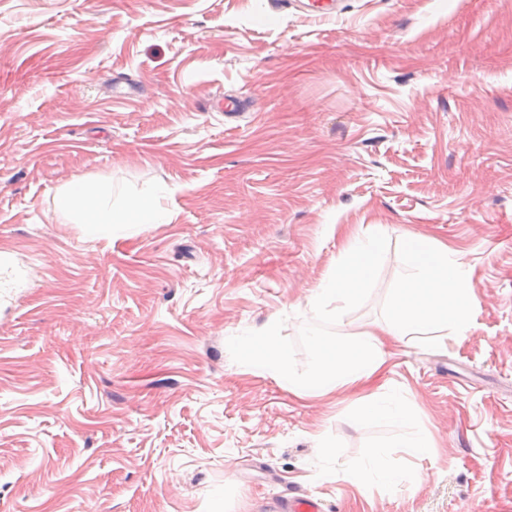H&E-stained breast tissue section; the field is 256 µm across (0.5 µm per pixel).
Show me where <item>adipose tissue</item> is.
Wrapping results in <instances>:
<instances>
[{"instance_id":"obj_1","label":"adipose tissue","mask_w":512,"mask_h":512,"mask_svg":"<svg viewBox=\"0 0 512 512\" xmlns=\"http://www.w3.org/2000/svg\"><path fill=\"white\" fill-rule=\"evenodd\" d=\"M58 207L64 214L78 215L83 234L90 238L112 237L167 221L163 211L150 206L113 207L108 196L93 193L82 179L65 186ZM379 256L376 236L350 231L335 271L320 282L309 300L314 317L324 315L330 305L344 311L359 299L375 273ZM407 260L408 271L394 290L385 322L333 336L313 334L311 376L306 383H298L279 351L273 324L239 340L237 349L243 363L296 394L324 396L374 377L385 362L383 338L404 344L413 336L426 334L431 346L443 348L445 334H461L472 325L475 298L470 272L455 251L429 238L415 240Z\"/></svg>"}]
</instances>
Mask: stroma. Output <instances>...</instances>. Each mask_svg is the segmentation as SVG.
I'll use <instances>...</instances> for the list:
<instances>
[{
    "instance_id": "1",
    "label": "stroma",
    "mask_w": 512,
    "mask_h": 512,
    "mask_svg": "<svg viewBox=\"0 0 512 512\" xmlns=\"http://www.w3.org/2000/svg\"><path fill=\"white\" fill-rule=\"evenodd\" d=\"M346 3L0 0V263L34 256L40 280L0 288V512H257L292 488L512 512V0ZM130 72L142 93L113 95ZM218 93L248 114L195 110ZM81 178L168 223L85 237L57 207ZM361 224L383 249L348 328L383 320L419 235L477 298L467 332L392 348L367 386L401 426L356 392L297 397L231 343L276 324L305 379L308 301ZM343 2V0H269L268 4L273 10L289 6L302 16L326 20L342 13L343 8L340 5ZM360 411L363 417L377 416L396 424L406 419V413L402 407L385 405L373 396L363 402Z\"/></svg>"
}]
</instances>
